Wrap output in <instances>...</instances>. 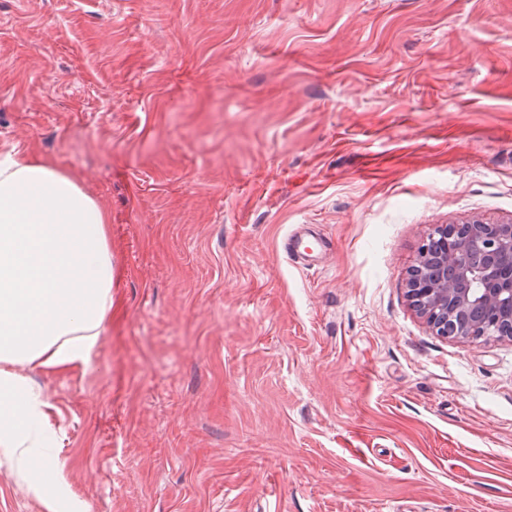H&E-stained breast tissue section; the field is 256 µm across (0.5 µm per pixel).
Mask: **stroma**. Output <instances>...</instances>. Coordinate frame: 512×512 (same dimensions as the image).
<instances>
[{
    "mask_svg": "<svg viewBox=\"0 0 512 512\" xmlns=\"http://www.w3.org/2000/svg\"><path fill=\"white\" fill-rule=\"evenodd\" d=\"M13 147L110 218L98 353L33 375L91 512H512V341L406 288L512 220V0H0Z\"/></svg>",
    "mask_w": 512,
    "mask_h": 512,
    "instance_id": "obj_1",
    "label": "stroma"
}]
</instances>
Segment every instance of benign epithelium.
<instances>
[{
    "label": "benign epithelium",
    "mask_w": 512,
    "mask_h": 512,
    "mask_svg": "<svg viewBox=\"0 0 512 512\" xmlns=\"http://www.w3.org/2000/svg\"><path fill=\"white\" fill-rule=\"evenodd\" d=\"M407 278V296L438 336L512 338V221L438 225Z\"/></svg>",
    "instance_id": "1"
}]
</instances>
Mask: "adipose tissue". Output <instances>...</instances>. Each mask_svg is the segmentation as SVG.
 Masks as SVG:
<instances>
[{
    "instance_id": "adipose-tissue-1",
    "label": "adipose tissue",
    "mask_w": 512,
    "mask_h": 512,
    "mask_svg": "<svg viewBox=\"0 0 512 512\" xmlns=\"http://www.w3.org/2000/svg\"><path fill=\"white\" fill-rule=\"evenodd\" d=\"M112 308L108 215L71 174L0 153V456L30 470L44 512H90L55 450L59 430L32 377L88 364Z\"/></svg>"
}]
</instances>
